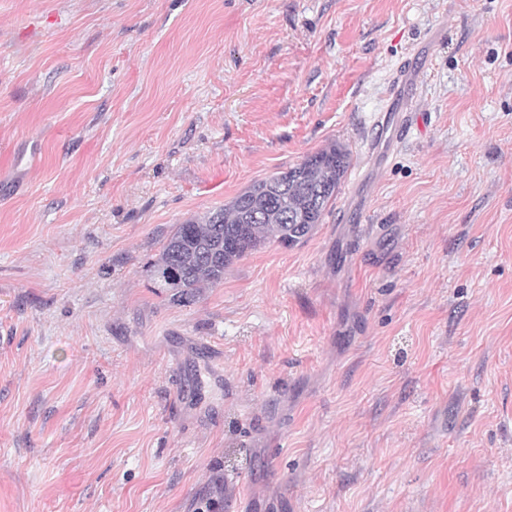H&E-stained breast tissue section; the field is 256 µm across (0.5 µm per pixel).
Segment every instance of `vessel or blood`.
I'll list each match as a JSON object with an SVG mask.
<instances>
[{
	"label": "vessel or blood",
	"instance_id": "obj_1",
	"mask_svg": "<svg viewBox=\"0 0 512 512\" xmlns=\"http://www.w3.org/2000/svg\"><path fill=\"white\" fill-rule=\"evenodd\" d=\"M421 73L399 64L389 79L388 102L374 121V137L366 148L367 162L375 171L385 170L397 152L410 113L417 103Z\"/></svg>",
	"mask_w": 512,
	"mask_h": 512
}]
</instances>
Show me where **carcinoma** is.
Masks as SVG:
<instances>
[{
  "label": "carcinoma",
  "mask_w": 512,
  "mask_h": 512,
  "mask_svg": "<svg viewBox=\"0 0 512 512\" xmlns=\"http://www.w3.org/2000/svg\"><path fill=\"white\" fill-rule=\"evenodd\" d=\"M348 166L346 151L331 145L253 184L228 204L176 225L154 264L155 279L186 303L223 282L237 261L266 244L303 242L322 222ZM280 182L288 188L286 209L269 193Z\"/></svg>",
  "instance_id": "cac0c4a2"
}]
</instances>
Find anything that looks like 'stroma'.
<instances>
[{
  "mask_svg": "<svg viewBox=\"0 0 512 512\" xmlns=\"http://www.w3.org/2000/svg\"><path fill=\"white\" fill-rule=\"evenodd\" d=\"M333 144L307 240L158 287L175 225ZM210 497L512 512V0H0V512ZM425 72V64L410 75L407 61L401 62L389 79L388 102L374 121L375 136L366 148L367 162L374 171L388 167L397 152L408 118L417 103L418 87Z\"/></svg>",
  "mask_w": 512,
  "mask_h": 512,
  "instance_id": "stroma-1",
  "label": "stroma"
}]
</instances>
